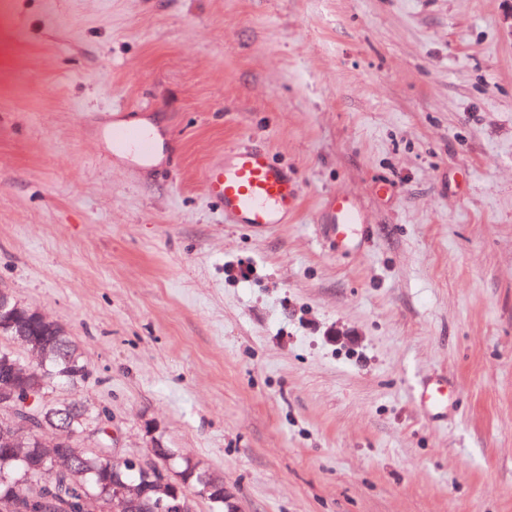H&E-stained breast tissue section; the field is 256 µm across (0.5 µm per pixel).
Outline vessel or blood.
<instances>
[{
    "instance_id": "1",
    "label": "vessel or blood",
    "mask_w": 512,
    "mask_h": 512,
    "mask_svg": "<svg viewBox=\"0 0 512 512\" xmlns=\"http://www.w3.org/2000/svg\"><path fill=\"white\" fill-rule=\"evenodd\" d=\"M109 139H122L134 144L145 155L154 150V142L140 131L123 125H112ZM207 192L224 203V216L235 224L261 228L287 223L300 208V187L260 149L238 148L225 153L223 164L212 168L205 180ZM334 226L336 247L345 251L359 239L364 227L363 212L350 197L339 195L328 208ZM418 401L426 417L445 416L452 406L449 384L444 380L426 382L418 392Z\"/></svg>"
}]
</instances>
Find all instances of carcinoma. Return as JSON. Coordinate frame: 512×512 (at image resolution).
<instances>
[{"label":"carcinoma","mask_w":512,"mask_h":512,"mask_svg":"<svg viewBox=\"0 0 512 512\" xmlns=\"http://www.w3.org/2000/svg\"><path fill=\"white\" fill-rule=\"evenodd\" d=\"M40 361L32 362L31 370L49 393L59 386L78 388L89 378L91 370L80 346L67 334L39 336ZM78 408L64 411L56 422L67 423L81 431L96 424L98 404L85 398L76 401ZM27 460L19 459L10 448L0 447V512H11L8 502L22 503L29 512L40 510V501L51 496L64 512L76 507L77 500L87 496L96 508L109 504L112 497V475L123 481L134 479L145 492V500L152 506L163 503L168 507L167 495L158 491L154 479L139 471L129 472L108 455L85 453L62 477L47 480L38 468L41 448L24 445Z\"/></svg>","instance_id":"obj_1"}]
</instances>
